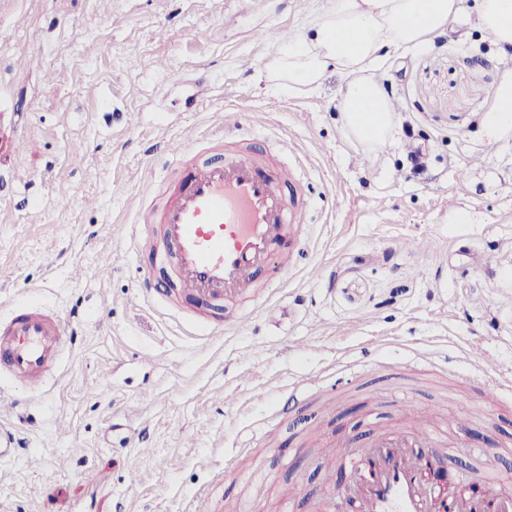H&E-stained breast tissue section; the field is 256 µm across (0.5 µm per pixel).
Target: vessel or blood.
Returning a JSON list of instances; mask_svg holds the SVG:
<instances>
[{
  "mask_svg": "<svg viewBox=\"0 0 512 512\" xmlns=\"http://www.w3.org/2000/svg\"><path fill=\"white\" fill-rule=\"evenodd\" d=\"M176 149L184 155L179 170L152 184L150 204L137 210V249L149 251L178 297L196 307L259 303V273L275 257L287 271L304 240L302 191L286 196L284 171L256 157L241 135L191 137ZM71 334L59 315L32 303L14 306L0 317V370L34 388L59 367ZM471 453L456 420L436 425L407 409L402 425L342 442L338 463L350 481L340 489L327 476L325 494L309 501L308 512H338L344 498L358 512H512V485L501 476L444 482L451 462Z\"/></svg>",
  "mask_w": 512,
  "mask_h": 512,
  "instance_id": "b4317fda",
  "label": "vessel or blood"
}]
</instances>
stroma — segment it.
<instances>
[{"instance_id": "1", "label": "stroma", "mask_w": 512, "mask_h": 512, "mask_svg": "<svg viewBox=\"0 0 512 512\" xmlns=\"http://www.w3.org/2000/svg\"><path fill=\"white\" fill-rule=\"evenodd\" d=\"M323 2L111 0L103 16L98 0H0V314L36 303L74 343L36 389L0 374L16 404L0 512H184L198 493L284 512V488L320 492L335 445L408 400L472 413L477 452L512 460V391L498 411L453 383L512 379V139L487 151L478 125L503 61L467 25L387 50L396 124L371 150L343 127L345 73L305 93L264 78L276 31ZM22 52L41 69L15 68ZM224 118L302 184L311 224L266 290L277 321L215 333L166 284L145 293L134 224L184 130L205 140Z\"/></svg>"}]
</instances>
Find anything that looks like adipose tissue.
I'll return each mask as SVG.
<instances>
[{
	"label": "adipose tissue",
	"instance_id": "1",
	"mask_svg": "<svg viewBox=\"0 0 512 512\" xmlns=\"http://www.w3.org/2000/svg\"><path fill=\"white\" fill-rule=\"evenodd\" d=\"M512 53V0H325L306 29L281 42L266 68L268 82L296 91L320 87L329 69L349 80L340 110L346 132L366 147L386 142L395 127L391 99L374 72L387 48L420 47L459 18ZM485 140L512 138V67L503 66L481 115Z\"/></svg>",
	"mask_w": 512,
	"mask_h": 512
}]
</instances>
